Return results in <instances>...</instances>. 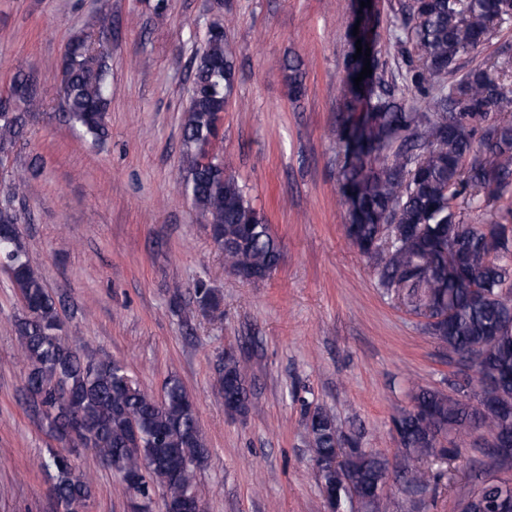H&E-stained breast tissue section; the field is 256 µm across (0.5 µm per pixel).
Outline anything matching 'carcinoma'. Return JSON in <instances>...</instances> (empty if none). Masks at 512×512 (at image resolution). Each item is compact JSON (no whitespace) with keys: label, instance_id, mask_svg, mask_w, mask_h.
Returning <instances> with one entry per match:
<instances>
[{"label":"carcinoma","instance_id":"carcinoma-1","mask_svg":"<svg viewBox=\"0 0 512 512\" xmlns=\"http://www.w3.org/2000/svg\"><path fill=\"white\" fill-rule=\"evenodd\" d=\"M396 25L407 34L405 69L398 76L354 78L364 56L346 61V117L340 128L339 191L350 207L348 237L366 258L384 293L428 319L448 315L432 332L447 350L481 343L478 390L490 412L489 427L512 430V54L509 47L464 72L449 87L445 78L458 61L475 53L497 30L512 25V0H406ZM112 19L99 14L71 40L61 59V91L68 103L65 121L102 142L112 99L109 56L101 41ZM198 87L190 92L181 122L180 189L210 226L211 240L233 270L273 273L281 248L245 185L214 158H200L213 134L214 114L224 109L237 77L236 52L226 38H205V54L195 55ZM417 94L414 104L406 92ZM11 111L0 109V154L11 155L30 127L43 117L40 84L18 72L12 83ZM471 215L473 223H464ZM21 216L0 207V263L16 288L23 315L15 322L25 363L28 406L48 431L71 447L51 449L39 468L51 480L56 512H86L93 498L90 479L77 471L76 449L93 448L125 484L135 512H148L156 491L164 502L196 493V472L208 457L195 405L182 383L167 379L160 395L143 389L120 362L98 363L64 344L59 333L60 299L30 261L19 234L10 233ZM404 226L388 248L378 243L380 225ZM489 297L476 301L471 289ZM194 310L223 315L221 295L204 279L196 281ZM224 401L248 411V377L231 357L216 369ZM87 432L73 434L71 420ZM482 415L463 392L450 399L419 389L413 409L395 421L403 457L416 469L433 459H449L445 443L480 424ZM304 428L315 464L335 455L346 441L349 458L321 469L322 491L334 505L348 508L347 482L361 496L359 512H382L371 491L390 472V460L356 444L336 419L319 407L306 408ZM144 473L137 485L124 474Z\"/></svg>","mask_w":512,"mask_h":512}]
</instances>
